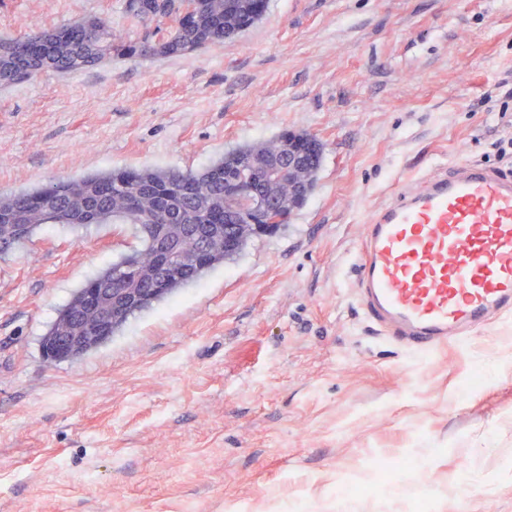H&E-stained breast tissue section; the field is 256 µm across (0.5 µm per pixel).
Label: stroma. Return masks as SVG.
<instances>
[{
    "instance_id": "35a3bbf8",
    "label": "stroma",
    "mask_w": 512,
    "mask_h": 512,
    "mask_svg": "<svg viewBox=\"0 0 512 512\" xmlns=\"http://www.w3.org/2000/svg\"><path fill=\"white\" fill-rule=\"evenodd\" d=\"M125 0H0V38ZM512 0H267L235 37L0 86V195L115 169L203 170L306 132L315 191L275 234L78 360L41 339L130 224H45L0 255V512H512V313L431 356L351 294L371 211L462 160L512 173ZM485 387L466 390L475 369ZM377 456L423 458L373 483Z\"/></svg>"
}]
</instances>
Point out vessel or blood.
<instances>
[{
    "instance_id": "b4317fda",
    "label": "vessel or blood",
    "mask_w": 512,
    "mask_h": 512,
    "mask_svg": "<svg viewBox=\"0 0 512 512\" xmlns=\"http://www.w3.org/2000/svg\"><path fill=\"white\" fill-rule=\"evenodd\" d=\"M355 295L388 341L421 355L512 310V176L464 162L399 182L369 215Z\"/></svg>"
}]
</instances>
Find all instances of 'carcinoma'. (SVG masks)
<instances>
[{
    "label": "carcinoma",
    "instance_id": "obj_1",
    "mask_svg": "<svg viewBox=\"0 0 512 512\" xmlns=\"http://www.w3.org/2000/svg\"><path fill=\"white\" fill-rule=\"evenodd\" d=\"M266 0H126L134 17L155 23L136 41L115 43L107 23L91 19L52 29L0 39V85L37 77L45 71L79 73L107 56L126 58L171 55L220 43L259 19ZM304 140V183L289 189L288 178L264 179L260 166L280 162L278 149L288 140L279 134L265 143L246 144L198 172L179 169L112 171L62 181L32 191L0 196V255L31 238L44 224L120 221L135 224L141 247L131 250L84 284L60 310L48 337L99 336L77 354L81 358L107 343L144 306L132 302L111 316L81 308L84 289L92 285L132 288L159 302L178 289L201 280L209 271L239 254L252 238L273 233L288 223L316 188L323 145ZM250 187L262 194L260 211L242 207L238 197ZM166 224L177 250V267L158 266V247L150 225Z\"/></svg>",
    "mask_w": 512,
    "mask_h": 512
}]
</instances>
